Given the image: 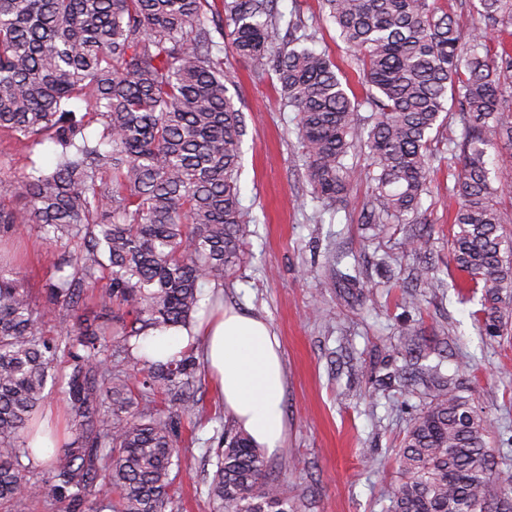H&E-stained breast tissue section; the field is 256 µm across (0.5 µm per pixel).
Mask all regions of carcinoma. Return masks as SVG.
Returning <instances> with one entry per match:
<instances>
[{
    "label": "carcinoma",
    "instance_id": "carcinoma-1",
    "mask_svg": "<svg viewBox=\"0 0 512 512\" xmlns=\"http://www.w3.org/2000/svg\"><path fill=\"white\" fill-rule=\"evenodd\" d=\"M322 3L368 86L367 123L355 118L330 57L297 47L312 36L275 43L276 0H0V132L23 146H57L52 169L32 165L18 185L0 187L23 199L19 210L0 205V236L34 224L61 250L38 304L0 266V509L24 488L69 509L101 479L118 499H96L94 512L171 507L178 441L151 392L170 394L178 416L195 414L198 367L185 350L166 362L137 350L151 331L189 327L202 285H224L252 222L240 203L245 117L214 54L217 36L254 77L276 76L283 107L298 114L315 199L344 198L356 174L343 159L368 150L371 224L420 220L441 115L459 112L466 135L448 262L464 287L483 289L471 312L478 327L490 336L507 327L500 292L512 288V237L487 153L512 149V44L492 48L487 33L512 35V0H477L466 30L440 0ZM93 123L98 138L85 133ZM95 288L112 307L110 323L77 315ZM48 320L64 345L43 336ZM422 347L408 325L395 352ZM60 353L67 369L54 383L68 421L48 477L30 484L26 433ZM387 379L428 399L398 449L387 512H512V452L490 446L492 420L456 380L417 361ZM219 445L214 512H301L247 435L227 423Z\"/></svg>",
    "mask_w": 512,
    "mask_h": 512
}]
</instances>
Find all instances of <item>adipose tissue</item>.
I'll return each mask as SVG.
<instances>
[{"mask_svg":"<svg viewBox=\"0 0 512 512\" xmlns=\"http://www.w3.org/2000/svg\"><path fill=\"white\" fill-rule=\"evenodd\" d=\"M202 341L203 354L224 407L254 445L275 452L285 437V378L280 342L266 320L234 304L174 333H157L141 342L154 361Z\"/></svg>","mask_w":512,"mask_h":512,"instance_id":"obj_1","label":"adipose tissue"}]
</instances>
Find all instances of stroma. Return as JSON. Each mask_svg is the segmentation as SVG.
Instances as JSON below:
<instances>
[{"instance_id": "1", "label": "stroma", "mask_w": 512, "mask_h": 512, "mask_svg": "<svg viewBox=\"0 0 512 512\" xmlns=\"http://www.w3.org/2000/svg\"><path fill=\"white\" fill-rule=\"evenodd\" d=\"M285 20L301 19L327 52L359 116L370 113L367 88L330 22L321 0H278ZM230 88L247 133L241 145L240 202L254 217L227 301L264 318L279 337L285 377V441L268 456L272 474L299 499L302 512H385L396 478L395 453L421 398L380 390L374 369L397 344L401 329L444 341L442 370L457 375L466 396L495 424L493 445L512 448V323L499 336L481 334L461 300L460 282L448 262V210L454 207L452 172L457 161L440 144L434 176L422 208L430 234L424 255L405 250V224L374 226L363 211L370 191L363 177L367 153L351 151L345 162L357 176L346 197L325 206L313 200L305 178L296 112L281 106L275 76L256 79L233 60ZM55 146L33 149L0 133V183L15 180L29 164L50 168ZM24 253L21 275L33 300L42 301L55 273L58 251L36 225L9 234ZM436 267L438 288L420 291V309L405 306L403 284L422 262ZM352 282L326 287L333 268ZM202 410L196 426H178L181 466L172 487L174 512H212L208 488L225 422L231 421L207 368L198 370Z\"/></svg>"}]
</instances>
